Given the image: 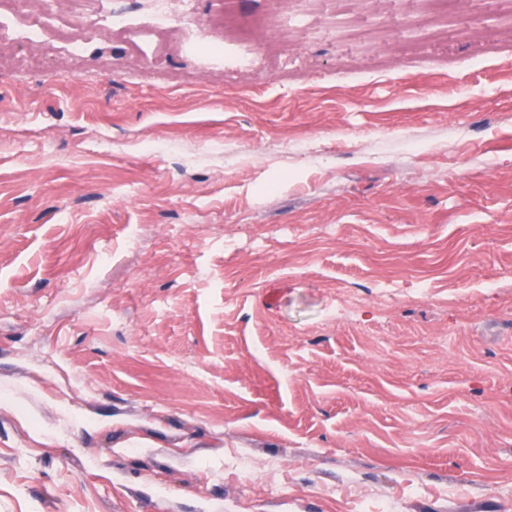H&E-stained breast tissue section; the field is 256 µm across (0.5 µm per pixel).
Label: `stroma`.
Wrapping results in <instances>:
<instances>
[{"instance_id":"obj_1","label":"stroma","mask_w":512,"mask_h":512,"mask_svg":"<svg viewBox=\"0 0 512 512\" xmlns=\"http://www.w3.org/2000/svg\"><path fill=\"white\" fill-rule=\"evenodd\" d=\"M234 12L0 43V512H512V17Z\"/></svg>"}]
</instances>
